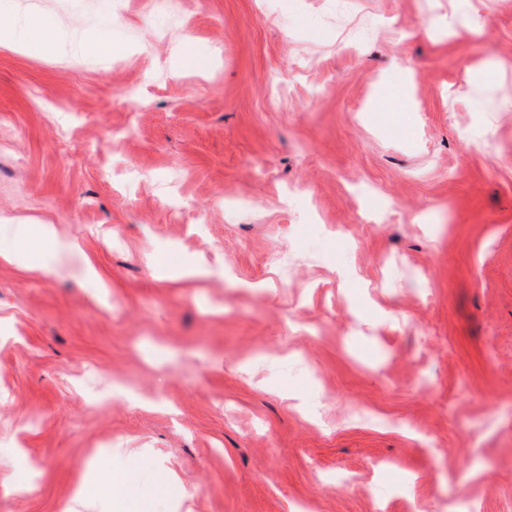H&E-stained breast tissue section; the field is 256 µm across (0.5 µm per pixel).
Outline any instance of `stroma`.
I'll use <instances>...</instances> for the list:
<instances>
[{
  "label": "stroma",
  "instance_id": "stroma-1",
  "mask_svg": "<svg viewBox=\"0 0 512 512\" xmlns=\"http://www.w3.org/2000/svg\"><path fill=\"white\" fill-rule=\"evenodd\" d=\"M0 21V512H512V0Z\"/></svg>",
  "mask_w": 512,
  "mask_h": 512
}]
</instances>
